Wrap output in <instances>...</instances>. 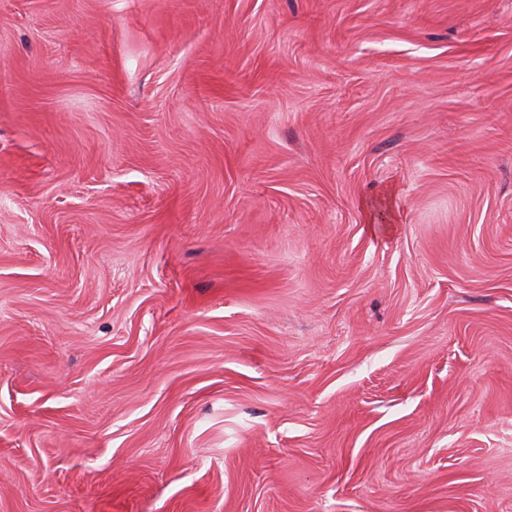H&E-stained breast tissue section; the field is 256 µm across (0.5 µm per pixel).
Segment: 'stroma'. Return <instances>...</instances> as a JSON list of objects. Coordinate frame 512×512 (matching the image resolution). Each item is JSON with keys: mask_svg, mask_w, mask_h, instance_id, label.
Wrapping results in <instances>:
<instances>
[{"mask_svg": "<svg viewBox=\"0 0 512 512\" xmlns=\"http://www.w3.org/2000/svg\"><path fill=\"white\" fill-rule=\"evenodd\" d=\"M0 512H512V0H0Z\"/></svg>", "mask_w": 512, "mask_h": 512, "instance_id": "stroma-1", "label": "stroma"}]
</instances>
